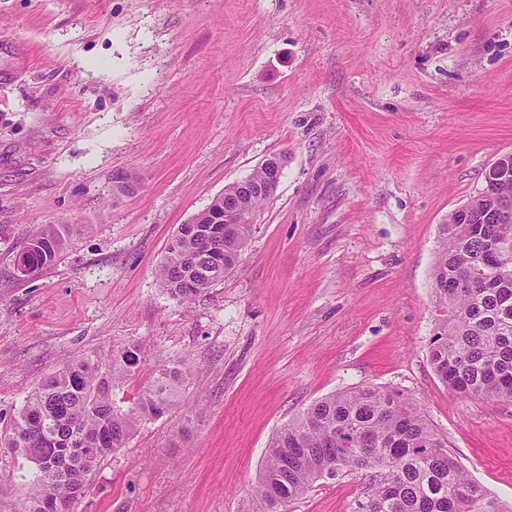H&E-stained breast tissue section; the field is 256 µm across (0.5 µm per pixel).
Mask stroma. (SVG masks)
<instances>
[{
	"mask_svg": "<svg viewBox=\"0 0 512 512\" xmlns=\"http://www.w3.org/2000/svg\"><path fill=\"white\" fill-rule=\"evenodd\" d=\"M512 151V0H0V438L45 378L130 350L143 420L74 512H264L272 435L367 385L409 396L512 502V402L448 392L429 361L439 226ZM285 158L238 263L195 300L156 269L181 224ZM141 187L112 199L116 174ZM56 261L15 266L44 224ZM35 468L0 447V512ZM360 475L290 512H349ZM81 227L83 225L78 224H45L38 227L26 248L17 253L15 264L22 258L23 263L34 271L49 266L65 248L69 237Z\"/></svg>",
	"mask_w": 512,
	"mask_h": 512,
	"instance_id": "stroma-1",
	"label": "stroma"
}]
</instances>
